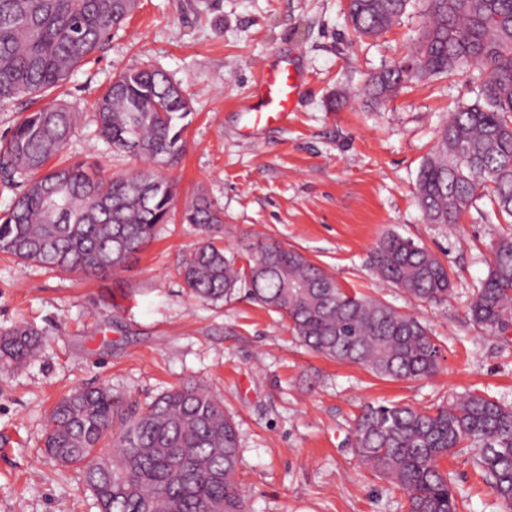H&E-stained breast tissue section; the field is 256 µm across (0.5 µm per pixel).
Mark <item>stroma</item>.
Listing matches in <instances>:
<instances>
[{
    "instance_id": "1",
    "label": "stroma",
    "mask_w": 512,
    "mask_h": 512,
    "mask_svg": "<svg viewBox=\"0 0 512 512\" xmlns=\"http://www.w3.org/2000/svg\"><path fill=\"white\" fill-rule=\"evenodd\" d=\"M425 9V0H411L372 39L354 34L346 0H138L53 96L80 113L71 160L126 174L140 164L99 136L94 104L126 69L164 70L193 108L186 153L165 171L176 210L204 192L224 212V248L239 264L250 258L246 243L274 239L347 292L417 317L441 350L437 372L382 379L309 351L287 318L245 291L216 306L191 298L179 266L201 234L179 219L124 268L96 277L0 255V330L25 322L45 333L29 362L0 367V512H99L81 473L41 449L50 409L77 387L106 385L141 404L188 378L207 384L239 425L236 480L249 512H407L402 492L353 450L361 406L426 409L469 390L512 405V331L493 335L467 317L491 245L512 224L489 223L484 198L451 232L426 223L415 199L439 127L477 96L471 73L415 82L382 105L363 94L370 74L404 57ZM284 59L303 74L296 110L248 135L254 83ZM390 232L448 266L447 301L415 300L376 274L371 252ZM473 455L467 448L443 462L460 512H508L477 476Z\"/></svg>"
}]
</instances>
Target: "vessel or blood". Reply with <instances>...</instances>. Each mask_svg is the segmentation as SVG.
Masks as SVG:
<instances>
[{"mask_svg":"<svg viewBox=\"0 0 512 512\" xmlns=\"http://www.w3.org/2000/svg\"><path fill=\"white\" fill-rule=\"evenodd\" d=\"M301 85L299 71L288 61L261 74L256 81L250 106L254 112V131H261L272 123L287 121L293 112Z\"/></svg>","mask_w":512,"mask_h":512,"instance_id":"obj_1","label":"vessel or blood"}]
</instances>
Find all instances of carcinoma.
<instances>
[{"instance_id": "1", "label": "carcinoma", "mask_w": 512, "mask_h": 512, "mask_svg": "<svg viewBox=\"0 0 512 512\" xmlns=\"http://www.w3.org/2000/svg\"><path fill=\"white\" fill-rule=\"evenodd\" d=\"M427 20L408 53L373 76L374 101L407 83L477 69V99L459 105L439 131L417 178L416 201L429 224L452 227L490 194L493 215L512 220V0H426ZM138 0H0V103L36 100L61 86L100 49ZM409 0H350L359 36L377 37ZM193 112L182 87L154 68L118 74L95 103L99 134L145 163L127 175L61 159L79 119L52 101L25 113L0 141V181L22 188L0 214V253L48 271L106 273L150 244L174 208L175 183L159 169L184 152ZM183 219L205 237L182 260L188 293L207 303L238 289L288 319L310 351L359 364L380 378L418 381L438 369L426 326L388 303L350 294L301 252L272 241L250 248L248 269L224 250V212L203 193ZM376 272L427 303L448 298L446 267L397 233L373 251ZM468 315L490 332L512 321V236L500 239ZM32 326L0 331V364L21 365L39 349ZM355 452L405 495L408 512H459L440 461L476 450L480 477L512 509V405L468 391L434 408L367 404L354 429ZM44 450L83 474L100 512H247L236 481L239 436L223 402L199 382L172 387L148 403L123 406L106 386L78 387L53 407Z\"/></svg>"}]
</instances>
